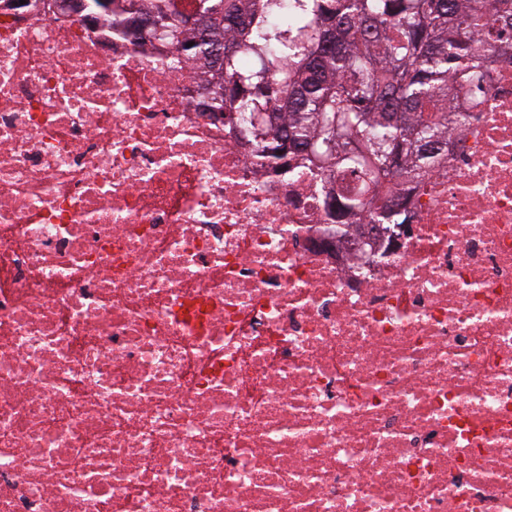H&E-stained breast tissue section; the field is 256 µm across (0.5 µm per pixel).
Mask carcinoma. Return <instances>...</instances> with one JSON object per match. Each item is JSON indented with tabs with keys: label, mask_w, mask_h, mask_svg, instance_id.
Here are the masks:
<instances>
[{
	"label": "carcinoma",
	"mask_w": 512,
	"mask_h": 512,
	"mask_svg": "<svg viewBox=\"0 0 512 512\" xmlns=\"http://www.w3.org/2000/svg\"><path fill=\"white\" fill-rule=\"evenodd\" d=\"M193 2L186 29L182 0H156L161 41L219 70L211 107L265 167L286 178L306 167L323 194L340 183L323 231L342 239L361 219L405 223L365 198L395 194L399 178L423 176L448 150L453 100L478 54L472 0H293L288 13L283 0Z\"/></svg>",
	"instance_id": "obj_1"
}]
</instances>
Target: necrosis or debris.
I'll return each mask as SVG.
<instances>
[{"mask_svg": "<svg viewBox=\"0 0 512 512\" xmlns=\"http://www.w3.org/2000/svg\"><path fill=\"white\" fill-rule=\"evenodd\" d=\"M0 0V512H512V30L381 261L203 60Z\"/></svg>", "mask_w": 512, "mask_h": 512, "instance_id": "necrosis-or-debris-1", "label": "necrosis or debris"}]
</instances>
